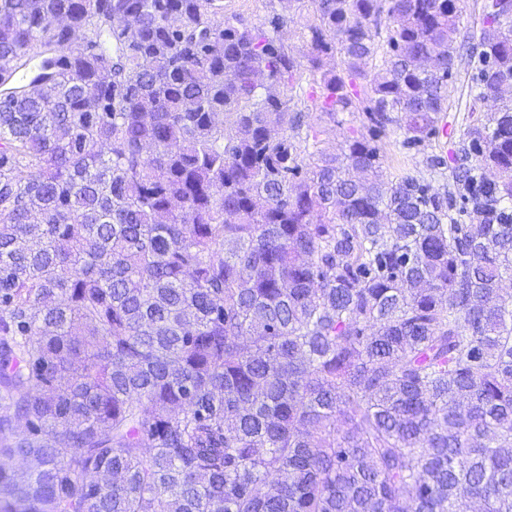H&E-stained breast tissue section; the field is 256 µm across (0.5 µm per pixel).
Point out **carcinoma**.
I'll return each instance as SVG.
<instances>
[{
    "label": "carcinoma",
    "instance_id": "cac0c4a2",
    "mask_svg": "<svg viewBox=\"0 0 512 512\" xmlns=\"http://www.w3.org/2000/svg\"><path fill=\"white\" fill-rule=\"evenodd\" d=\"M301 2L0 0V512H512V0L444 192L458 0ZM289 0H224L226 15L240 14L250 22L259 25L267 21L273 14H279L288 21L285 39L288 45L295 50L303 47V25L306 23V10L300 11L297 2ZM301 12V16H300ZM464 57L458 65L457 72L448 84L447 112H443V120L439 124L446 123L448 134L440 138L426 140L422 145L403 149L399 143L402 138L391 134L385 140L383 148V167L390 179H396L405 173L411 172L414 175L423 177L431 182L435 188L448 186V165L452 166L451 155L458 140L463 136L468 120V108L472 104L470 88L473 84V76L478 65L477 56ZM432 156H440L444 159L445 165L440 168L431 169L427 159ZM299 108H301L308 115L307 121L313 125L319 124L322 129H325V134L321 137L324 141L322 144L329 151H334L336 148V144L342 141L343 135L346 132L347 127L355 126L358 127L361 124L362 114L361 112H355L353 114L345 112L344 114H340V118H343L344 124L342 126L335 125L329 121H318L319 110L316 109L314 103L311 100H305V103H299Z\"/></svg>",
    "mask_w": 512,
    "mask_h": 512
}]
</instances>
